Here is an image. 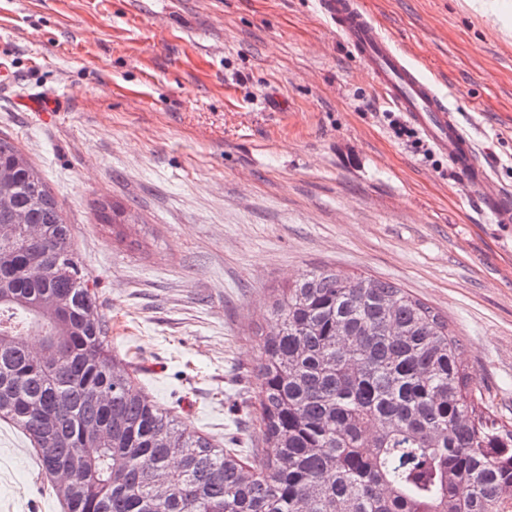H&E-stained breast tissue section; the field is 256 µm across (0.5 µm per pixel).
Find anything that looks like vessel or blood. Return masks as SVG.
Instances as JSON below:
<instances>
[{
    "mask_svg": "<svg viewBox=\"0 0 512 512\" xmlns=\"http://www.w3.org/2000/svg\"><path fill=\"white\" fill-rule=\"evenodd\" d=\"M318 8L356 53L383 99L447 154L453 168L473 187L475 198L499 223L511 224L512 199L502 194L488 175L472 137L445 105L439 86L383 36L359 0H318Z\"/></svg>",
    "mask_w": 512,
    "mask_h": 512,
    "instance_id": "1",
    "label": "vessel or blood"
}]
</instances>
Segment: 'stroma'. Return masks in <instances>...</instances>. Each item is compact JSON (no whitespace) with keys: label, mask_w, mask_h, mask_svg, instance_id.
Wrapping results in <instances>:
<instances>
[{"label":"stroma","mask_w":512,"mask_h":512,"mask_svg":"<svg viewBox=\"0 0 512 512\" xmlns=\"http://www.w3.org/2000/svg\"><path fill=\"white\" fill-rule=\"evenodd\" d=\"M512 193V33L464 0H361ZM318 0H0V135L43 171L112 353L167 413L253 461L278 290L371 274L447 317L512 425V223L380 119ZM121 222L100 223L99 201ZM0 512H64L0 420Z\"/></svg>","instance_id":"35a3bbf8"}]
</instances>
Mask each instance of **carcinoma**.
<instances>
[{"label": "carcinoma", "mask_w": 512, "mask_h": 512, "mask_svg": "<svg viewBox=\"0 0 512 512\" xmlns=\"http://www.w3.org/2000/svg\"><path fill=\"white\" fill-rule=\"evenodd\" d=\"M89 282L41 171L0 137V419L69 473L65 512H512V427L406 290L328 268L282 289L251 465L133 390Z\"/></svg>", "instance_id": "1"}]
</instances>
